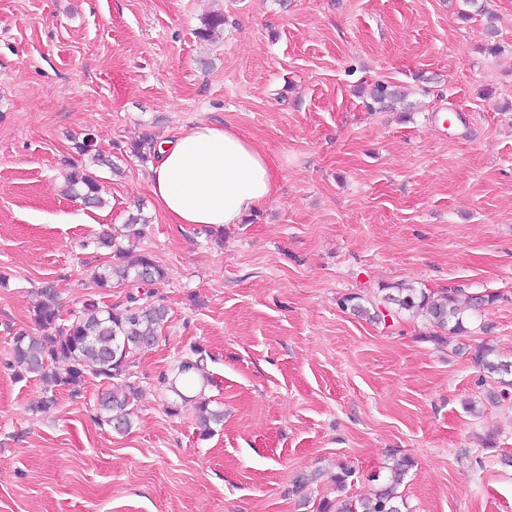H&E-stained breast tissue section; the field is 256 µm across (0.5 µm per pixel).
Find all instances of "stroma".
<instances>
[{
    "label": "stroma",
    "instance_id": "stroma-1",
    "mask_svg": "<svg viewBox=\"0 0 512 512\" xmlns=\"http://www.w3.org/2000/svg\"><path fill=\"white\" fill-rule=\"evenodd\" d=\"M378 81L404 103L374 104ZM207 123L275 170L268 202L208 230L168 222L131 152ZM88 133L118 167H93L101 208L64 190ZM138 208L168 316L132 427L98 423L94 379L38 412L12 338L45 285L66 315L124 301L91 276ZM398 283L494 300L439 341L340 306ZM484 344L512 362V0H0V512H317L403 457L411 512H512V394L486 403ZM194 346L224 412L208 437L159 383Z\"/></svg>",
    "mask_w": 512,
    "mask_h": 512
}]
</instances>
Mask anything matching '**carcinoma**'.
<instances>
[{
    "label": "carcinoma",
    "instance_id": "obj_1",
    "mask_svg": "<svg viewBox=\"0 0 512 512\" xmlns=\"http://www.w3.org/2000/svg\"><path fill=\"white\" fill-rule=\"evenodd\" d=\"M370 97L381 107L401 98L394 86L376 83L370 89ZM80 155H90L93 161L114 168L112 160L94 148L91 137L84 136L74 143ZM133 152L146 163L156 154L150 138L144 137L134 144ZM66 193L90 207L105 204L101 196L97 176L79 166L72 167L65 176ZM149 223L142 209L127 218V222L112 232L102 234L98 244L112 252V262L102 265L93 273L94 285L107 289L112 285L130 289L124 303L99 305L90 300L70 317L61 316L55 293L49 286L41 288L43 300L32 310V319L38 333L20 332L13 337V366L21 377L32 375L44 384L47 396L35 407L38 412H47L56 404L55 392L63 390L73 395L90 379L108 385L101 394L100 420L115 430L126 432L131 427L130 405L138 395L139 387L131 381V367L136 356L153 346L167 318L164 305L148 300L142 285L136 280L149 275L148 283L163 278L164 271L147 252L136 250V240L142 234V226ZM494 295L464 294L460 288H449L434 293L414 286L398 284L387 288L380 301L365 300L359 296H347L341 306L357 316L379 320L383 311L392 317L403 314L424 318L435 328L434 338L448 332L459 334L466 331L468 312L478 311L492 302ZM475 361L482 367L484 382L488 386L487 401L495 402L508 395L512 387V365L495 356L488 345L479 347ZM209 381L204 371V358L198 348L193 356L181 359L172 370V376L161 377V383L177 391V384H195L196 379ZM198 425L202 434L213 433L212 426L223 422L224 413L209 408V402L198 403ZM410 461L406 458L388 468L379 488L372 494L358 499L337 498L319 506V512H404L408 504L399 492Z\"/></svg>",
    "mask_w": 512,
    "mask_h": 512
}]
</instances>
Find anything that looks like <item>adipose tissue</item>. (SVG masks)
I'll return each mask as SVG.
<instances>
[{
    "label": "adipose tissue",
    "instance_id": "adipose-tissue-1",
    "mask_svg": "<svg viewBox=\"0 0 512 512\" xmlns=\"http://www.w3.org/2000/svg\"><path fill=\"white\" fill-rule=\"evenodd\" d=\"M270 158L231 126L200 124L177 134L149 175L151 193L170 223L237 224L274 191Z\"/></svg>",
    "mask_w": 512,
    "mask_h": 512
}]
</instances>
